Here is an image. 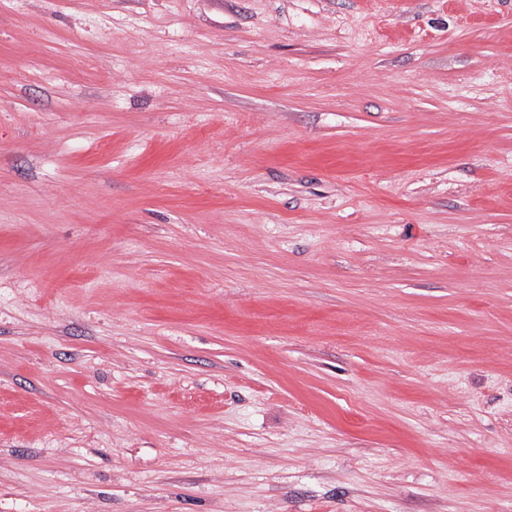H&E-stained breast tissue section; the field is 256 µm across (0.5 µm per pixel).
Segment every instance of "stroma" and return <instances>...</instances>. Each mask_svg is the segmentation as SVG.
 I'll return each mask as SVG.
<instances>
[{
    "label": "stroma",
    "mask_w": 512,
    "mask_h": 512,
    "mask_svg": "<svg viewBox=\"0 0 512 512\" xmlns=\"http://www.w3.org/2000/svg\"><path fill=\"white\" fill-rule=\"evenodd\" d=\"M0 512H512V0H0Z\"/></svg>",
    "instance_id": "1"
}]
</instances>
